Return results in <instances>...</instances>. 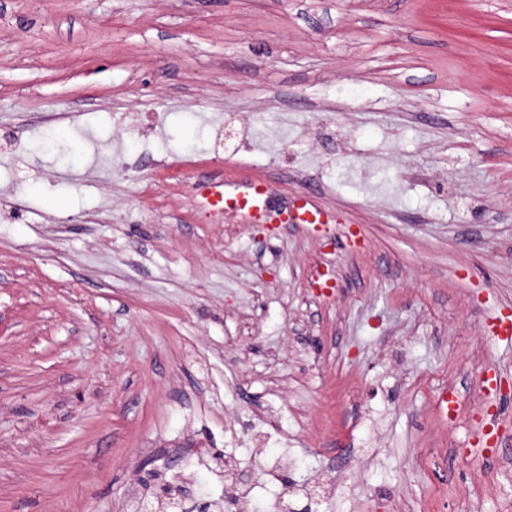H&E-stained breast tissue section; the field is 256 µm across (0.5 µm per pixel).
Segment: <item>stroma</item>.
Wrapping results in <instances>:
<instances>
[{"label": "stroma", "mask_w": 512, "mask_h": 512, "mask_svg": "<svg viewBox=\"0 0 512 512\" xmlns=\"http://www.w3.org/2000/svg\"><path fill=\"white\" fill-rule=\"evenodd\" d=\"M167 113L192 155L145 200L69 158L123 113ZM59 148L30 167L43 116ZM0 512H136L254 487L269 512L336 470L313 512L512 500V0H0ZM262 179L250 223L196 204ZM503 379L476 398L484 369ZM357 387L365 418L339 406ZM278 422L260 444L244 427ZM499 426L494 456L476 446ZM452 440L439 470L425 448ZM285 460L280 481L266 465ZM207 196L203 205L224 201V209H231L253 220L263 219L267 214L277 224H320L322 208L307 203L302 208L288 211V208L272 213L270 210L269 189L265 184H252L241 190L223 179L214 178L208 183ZM302 210V211H300Z\"/></svg>", "instance_id": "obj_1"}]
</instances>
